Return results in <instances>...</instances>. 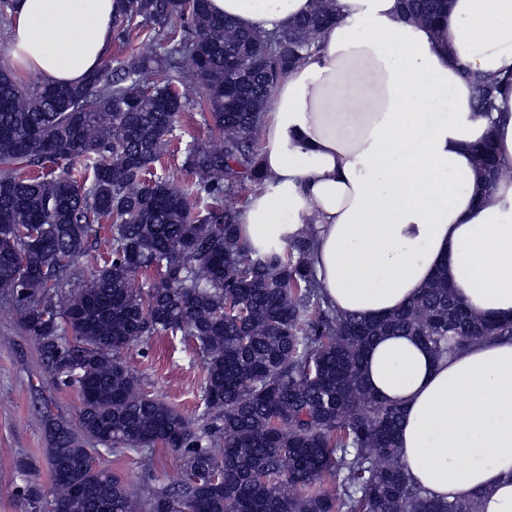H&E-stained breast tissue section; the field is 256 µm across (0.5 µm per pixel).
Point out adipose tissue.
<instances>
[{"label":"adipose tissue","mask_w":512,"mask_h":512,"mask_svg":"<svg viewBox=\"0 0 512 512\" xmlns=\"http://www.w3.org/2000/svg\"><path fill=\"white\" fill-rule=\"evenodd\" d=\"M275 34L313 0H209ZM338 19L277 84L261 114L262 185L241 207L252 246L313 235L329 304L374 317L405 305L440 266L460 302L512 321V85L491 114L480 76H512V0H450L436 24L400 0H336ZM119 0H16L7 56L21 76L75 85L100 69ZM493 136L503 176L487 186L473 147ZM364 378L400 403L403 463L437 500L480 496L512 512V339L445 359L413 337H377Z\"/></svg>","instance_id":"ef3b65f1"}]
</instances>
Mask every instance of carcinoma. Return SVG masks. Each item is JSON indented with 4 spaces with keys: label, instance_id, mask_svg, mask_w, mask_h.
<instances>
[{
    "label": "carcinoma",
    "instance_id": "1",
    "mask_svg": "<svg viewBox=\"0 0 512 512\" xmlns=\"http://www.w3.org/2000/svg\"><path fill=\"white\" fill-rule=\"evenodd\" d=\"M403 2L424 24L448 10V0ZM336 18L335 0H315L269 35L207 0H122L113 36L127 55L112 75L59 86L0 69V295L80 399L78 429L46 416L50 484L20 487L30 512L48 498L55 512H480L476 499L435 500L409 481L403 409L374 394L362 365L377 336L406 334L441 357L512 337V322L469 312L443 268L388 315H343L317 281L313 236L254 248L224 202L246 180L263 183L269 92ZM477 84V111L489 113L500 79ZM194 103L209 139L184 149L190 178L152 175ZM475 163L488 185L501 177L490 140ZM98 241L108 256L89 251ZM81 262L92 266L84 284ZM148 270L160 282L145 290L136 276ZM169 334L201 353L197 425L145 394L122 360ZM158 444L180 452L179 482L137 493L95 465L99 445L122 455Z\"/></svg>",
    "mask_w": 512,
    "mask_h": 512
}]
</instances>
